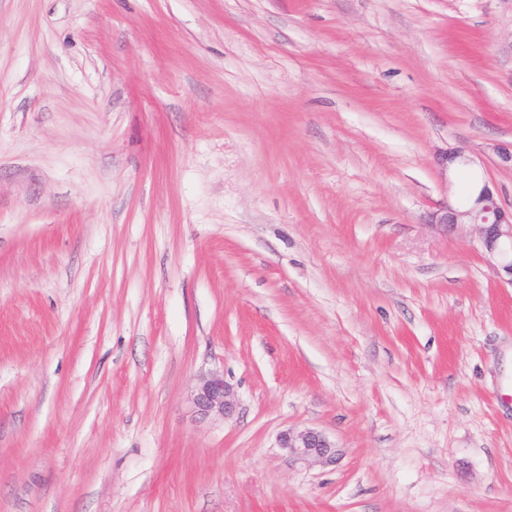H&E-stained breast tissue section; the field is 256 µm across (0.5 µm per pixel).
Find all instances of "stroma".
<instances>
[{
    "label": "stroma",
    "instance_id": "stroma-1",
    "mask_svg": "<svg viewBox=\"0 0 512 512\" xmlns=\"http://www.w3.org/2000/svg\"><path fill=\"white\" fill-rule=\"evenodd\" d=\"M511 143L512 0H0V512H512ZM469 193L456 204L447 203L432 214L437 230L462 228L485 249L498 278L512 285V207L505 208L486 180L471 174ZM194 413L200 418H223L233 413L236 403L233 388L224 376L212 373L200 379L192 396ZM279 448L293 461L313 464L331 462L336 456V446L329 438L315 429L283 431L278 439Z\"/></svg>",
    "mask_w": 512,
    "mask_h": 512
}]
</instances>
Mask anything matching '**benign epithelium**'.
<instances>
[{
    "label": "benign epithelium",
    "instance_id": "obj_1",
    "mask_svg": "<svg viewBox=\"0 0 512 512\" xmlns=\"http://www.w3.org/2000/svg\"><path fill=\"white\" fill-rule=\"evenodd\" d=\"M442 162L458 165V170L471 167V160L460 147L444 152ZM469 193L455 204H446L432 214L431 224L446 231L462 228L485 249L488 262L497 277L512 284V209L505 208L485 180L471 178ZM194 413L200 418H223L233 413L236 403L233 388L224 376L212 373L200 379L192 396ZM280 448L293 461L313 464L332 461L336 446L315 429L282 432Z\"/></svg>",
    "mask_w": 512,
    "mask_h": 512
}]
</instances>
